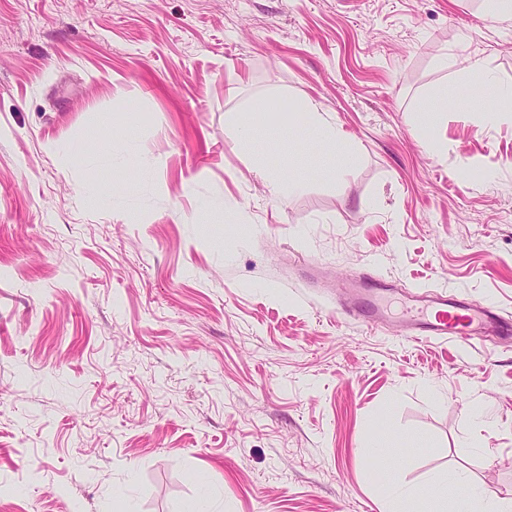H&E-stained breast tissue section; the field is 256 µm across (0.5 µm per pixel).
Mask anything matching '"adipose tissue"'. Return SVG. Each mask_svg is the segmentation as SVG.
Masks as SVG:
<instances>
[{
  "mask_svg": "<svg viewBox=\"0 0 512 512\" xmlns=\"http://www.w3.org/2000/svg\"><path fill=\"white\" fill-rule=\"evenodd\" d=\"M464 71L468 76L467 82L459 87L455 98H448L444 94L439 96V111H446L452 103H467L477 89L487 92L495 99H512V83L497 80L483 63H467ZM235 126L240 137L249 142L259 137L268 140L300 135L314 137L328 147L324 164L330 171L345 168L350 162L351 149L340 127L317 112L307 99L299 101L286 118L273 112L248 109L237 114ZM452 493L470 503L473 512H512L511 497L498 495L485 485L471 481L463 473L454 477L452 486L443 485L431 489L428 497L433 507L440 512L441 508L447 506L448 496Z\"/></svg>",
  "mask_w": 512,
  "mask_h": 512,
  "instance_id": "ef3b65f1",
  "label": "adipose tissue"
}]
</instances>
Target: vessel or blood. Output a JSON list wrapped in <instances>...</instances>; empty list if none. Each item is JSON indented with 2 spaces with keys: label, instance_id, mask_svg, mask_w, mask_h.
<instances>
[{
  "label": "vessel or blood",
  "instance_id": "vessel-or-blood-1",
  "mask_svg": "<svg viewBox=\"0 0 512 512\" xmlns=\"http://www.w3.org/2000/svg\"><path fill=\"white\" fill-rule=\"evenodd\" d=\"M373 298L364 304L345 307L344 313L365 319L377 326L386 319L381 304L384 292L391 285L388 279L370 273L362 282ZM413 313L406 325V336L415 341L435 339L468 340L473 336H507L512 334V319L503 316L491 305H476L445 294H413Z\"/></svg>",
  "mask_w": 512,
  "mask_h": 512
}]
</instances>
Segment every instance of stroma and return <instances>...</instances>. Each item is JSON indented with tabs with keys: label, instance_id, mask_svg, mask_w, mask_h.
Segmentation results:
<instances>
[{
	"label": "stroma",
	"instance_id": "1",
	"mask_svg": "<svg viewBox=\"0 0 512 512\" xmlns=\"http://www.w3.org/2000/svg\"><path fill=\"white\" fill-rule=\"evenodd\" d=\"M490 10L0 0V512H407L385 469L512 498V337L403 335L414 292L512 316V112L436 109L462 60L512 82ZM304 98L352 143L342 175L232 126ZM371 267L381 327L336 312Z\"/></svg>",
	"mask_w": 512,
	"mask_h": 512
}]
</instances>
